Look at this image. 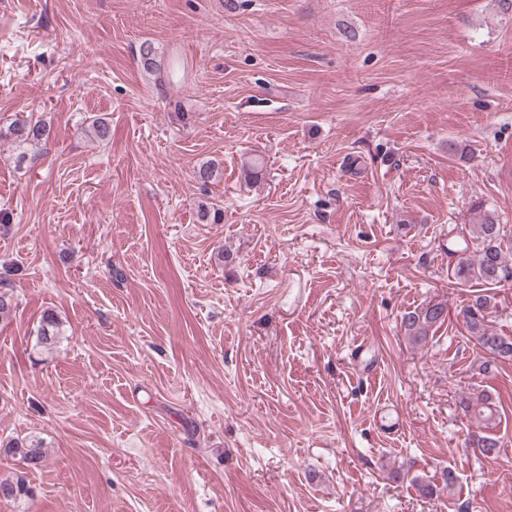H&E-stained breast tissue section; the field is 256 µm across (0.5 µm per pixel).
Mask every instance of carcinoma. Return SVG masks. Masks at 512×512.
Here are the masks:
<instances>
[{
	"label": "carcinoma",
	"instance_id": "carcinoma-1",
	"mask_svg": "<svg viewBox=\"0 0 512 512\" xmlns=\"http://www.w3.org/2000/svg\"><path fill=\"white\" fill-rule=\"evenodd\" d=\"M142 69L157 81L165 78L162 63L155 49L145 44L140 50ZM14 139L31 145L41 142L47 135L42 123L17 122L10 128ZM470 236L476 244L474 254L467 255L469 248L448 250L453 258L452 275L459 283H477L487 288H495L502 283L512 282V260L507 258V231L494 218L493 214L483 216L481 223L469 226ZM495 296L482 294L461 311L463 323L470 339L494 360H512V339L494 331L486 324L488 313ZM445 307L442 304L429 305L404 314L402 325L413 342L425 340L445 322ZM61 336L60 322L52 312L43 314L38 329L39 343L50 346L58 342ZM459 408L466 416L484 422V430L469 438V445L479 454L489 457L500 448L495 428L499 424V412L492 394L486 389L475 388L461 396ZM8 450L19 456L25 463L39 466L44 461L41 442L15 444ZM31 493L26 480L18 477L14 480H0V497L17 498Z\"/></svg>",
	"mask_w": 512,
	"mask_h": 512
}]
</instances>
